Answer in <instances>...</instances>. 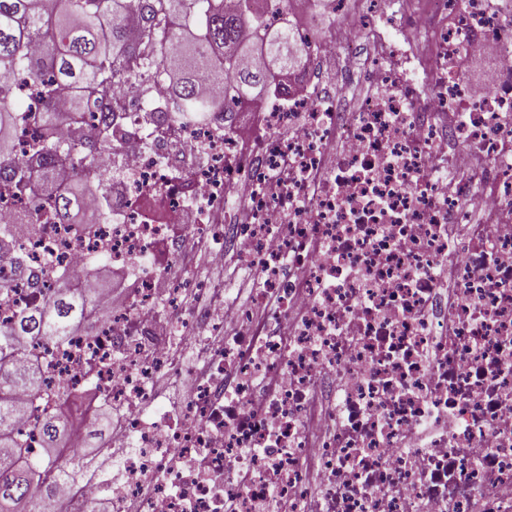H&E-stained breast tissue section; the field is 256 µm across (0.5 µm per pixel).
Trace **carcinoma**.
<instances>
[{
  "label": "carcinoma",
  "instance_id": "carcinoma-1",
  "mask_svg": "<svg viewBox=\"0 0 512 512\" xmlns=\"http://www.w3.org/2000/svg\"><path fill=\"white\" fill-rule=\"evenodd\" d=\"M268 0H0V198L32 197L21 223L32 234L45 224H74L84 212L87 189L98 207L92 223L112 218V173L99 159L113 147L112 126L123 107L112 100L137 95L141 127L174 120L208 124L228 120L244 103L269 95L272 74L299 67L297 41L284 23L266 27ZM21 76L34 87V111L13 89ZM166 82L170 96L156 101L151 84ZM102 101L99 119L86 114ZM30 119L40 134L30 145L33 164L19 162V121ZM80 129L72 142L63 126ZM70 167L64 188L44 176L47 168ZM25 272L10 230L0 225V261ZM78 273L64 268L54 287L32 307L0 324V512L54 508V492L80 478L86 465L69 451L72 417L84 404H56L42 358H25L27 346L49 355L92 323L95 296L74 287ZM40 412V452L34 456L21 426L19 396ZM86 435V447L111 425L101 409Z\"/></svg>",
  "mask_w": 512,
  "mask_h": 512
}]
</instances>
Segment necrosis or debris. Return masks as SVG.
I'll return each mask as SVG.
<instances>
[{
    "label": "necrosis or debris",
    "instance_id": "1",
    "mask_svg": "<svg viewBox=\"0 0 512 512\" xmlns=\"http://www.w3.org/2000/svg\"><path fill=\"white\" fill-rule=\"evenodd\" d=\"M312 2L329 34L298 35L277 93L205 126L129 116L111 221L18 236L38 272L103 252L132 283L53 354L49 380L97 388L113 442L58 512H512V81L458 76L483 48L512 67V0H419L404 20L391 0ZM364 36L369 60L336 64ZM466 157L472 180L448 186ZM469 200L483 223L464 224ZM199 253L251 271L264 320L221 277L196 315L167 265Z\"/></svg>",
    "mask_w": 512,
    "mask_h": 512
}]
</instances>
